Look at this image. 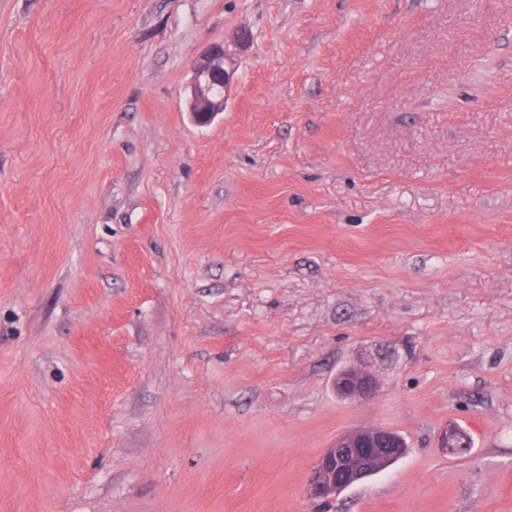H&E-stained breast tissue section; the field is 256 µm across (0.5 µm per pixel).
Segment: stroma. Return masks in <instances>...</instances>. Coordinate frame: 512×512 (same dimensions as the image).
Instances as JSON below:
<instances>
[{"mask_svg": "<svg viewBox=\"0 0 512 512\" xmlns=\"http://www.w3.org/2000/svg\"><path fill=\"white\" fill-rule=\"evenodd\" d=\"M0 512H512V0H0ZM227 60L230 61L224 44L214 43L191 61L187 106L192 121L198 125H207L224 112L228 87L235 72V67H226ZM214 85L224 89V97H212ZM412 356V349L403 343L376 346L336 373L334 388L343 400L366 403L373 400L381 388L380 371ZM404 448L400 438L388 428L360 427L341 434L315 459L307 480V494L314 499L334 498L338 492L390 467L403 456Z\"/></svg>", "mask_w": 512, "mask_h": 512, "instance_id": "1", "label": "stroma"}]
</instances>
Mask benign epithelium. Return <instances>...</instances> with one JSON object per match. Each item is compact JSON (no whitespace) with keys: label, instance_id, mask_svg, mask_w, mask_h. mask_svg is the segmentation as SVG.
<instances>
[{"label":"benign epithelium","instance_id":"7a95c632","mask_svg":"<svg viewBox=\"0 0 512 512\" xmlns=\"http://www.w3.org/2000/svg\"><path fill=\"white\" fill-rule=\"evenodd\" d=\"M229 57L224 44L214 43L195 56L190 64L188 112L198 125L211 123L224 112L226 98L212 97V87L228 89L235 68L226 67ZM412 356L403 343L375 347L344 366L334 379L336 394L352 403L373 400L381 388L380 371ZM441 447L460 450L466 439L454 427L442 435ZM405 445L393 430L360 427L339 435L315 459L307 480V494L314 499H331L344 489L378 474L403 456Z\"/></svg>","mask_w":512,"mask_h":512}]
</instances>
